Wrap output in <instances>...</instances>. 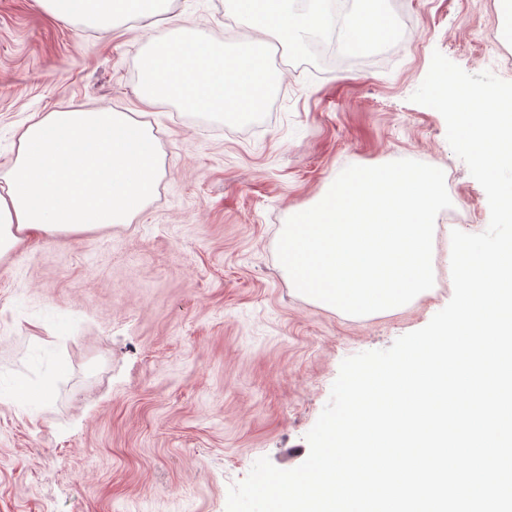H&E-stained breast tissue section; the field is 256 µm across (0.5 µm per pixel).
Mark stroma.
<instances>
[{
  "label": "stroma",
  "mask_w": 512,
  "mask_h": 512,
  "mask_svg": "<svg viewBox=\"0 0 512 512\" xmlns=\"http://www.w3.org/2000/svg\"><path fill=\"white\" fill-rule=\"evenodd\" d=\"M505 0H390L396 45L347 66L290 64L278 105L235 127L173 103L142 109L148 36L238 41L225 0H170L169 22L104 34L0 0V175L37 112L109 107L148 127L154 197L129 224L31 239L0 256V379L47 393L0 401V512H226L254 462L300 465L343 359L426 326L451 277L399 310L353 316L293 288L277 258L292 212L337 169L441 168L466 233L482 186L435 109L410 97L440 51L512 82Z\"/></svg>",
  "instance_id": "35a3bbf8"
}]
</instances>
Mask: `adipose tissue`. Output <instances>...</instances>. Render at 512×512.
I'll list each match as a JSON object with an SVG mask.
<instances>
[{"mask_svg": "<svg viewBox=\"0 0 512 512\" xmlns=\"http://www.w3.org/2000/svg\"><path fill=\"white\" fill-rule=\"evenodd\" d=\"M53 16L108 31L149 20L168 0H39ZM160 161L147 128L106 108L34 116L0 176V255L33 235L128 224L153 197Z\"/></svg>", "mask_w": 512, "mask_h": 512, "instance_id": "1", "label": "adipose tissue"}]
</instances>
